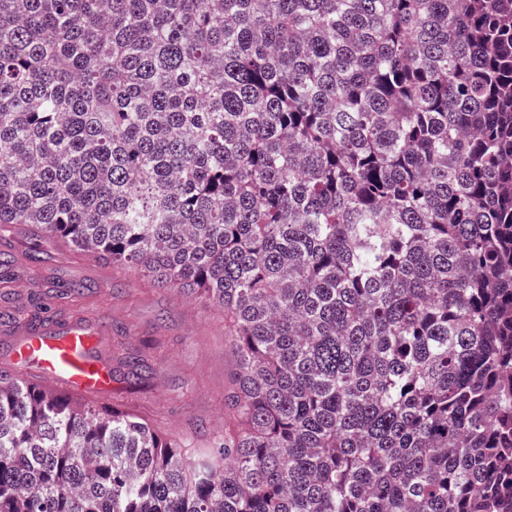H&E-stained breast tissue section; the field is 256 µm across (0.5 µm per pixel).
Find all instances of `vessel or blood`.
Returning a JSON list of instances; mask_svg holds the SVG:
<instances>
[{"mask_svg": "<svg viewBox=\"0 0 512 512\" xmlns=\"http://www.w3.org/2000/svg\"><path fill=\"white\" fill-rule=\"evenodd\" d=\"M14 359L21 370L36 369L44 386L63 385L78 399L112 389V363L100 354L96 331L80 322L25 336L15 347Z\"/></svg>", "mask_w": 512, "mask_h": 512, "instance_id": "obj_1", "label": "vessel or blood"}]
</instances>
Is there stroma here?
<instances>
[{
    "label": "stroma",
    "mask_w": 512,
    "mask_h": 512,
    "mask_svg": "<svg viewBox=\"0 0 512 512\" xmlns=\"http://www.w3.org/2000/svg\"><path fill=\"white\" fill-rule=\"evenodd\" d=\"M38 242L23 224L0 234V262L9 271L0 280V371L14 372L12 351L40 310L48 322L78 320L99 331L116 381L96 404H121L174 441L234 427L224 391L236 357L221 306L194 290L158 287L145 273L114 267L61 239L48 245L51 261L34 263ZM71 284L81 293L57 297V287ZM132 357L144 361L135 378L127 374Z\"/></svg>",
    "instance_id": "1"
}]
</instances>
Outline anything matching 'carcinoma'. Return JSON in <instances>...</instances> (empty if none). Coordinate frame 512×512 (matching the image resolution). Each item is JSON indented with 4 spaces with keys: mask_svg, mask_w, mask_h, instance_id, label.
Instances as JSON below:
<instances>
[{
    "mask_svg": "<svg viewBox=\"0 0 512 512\" xmlns=\"http://www.w3.org/2000/svg\"><path fill=\"white\" fill-rule=\"evenodd\" d=\"M224 307L196 445L0 371V512H512V0H0V229Z\"/></svg>",
    "mask_w": 512,
    "mask_h": 512,
    "instance_id": "1",
    "label": "carcinoma"
}]
</instances>
